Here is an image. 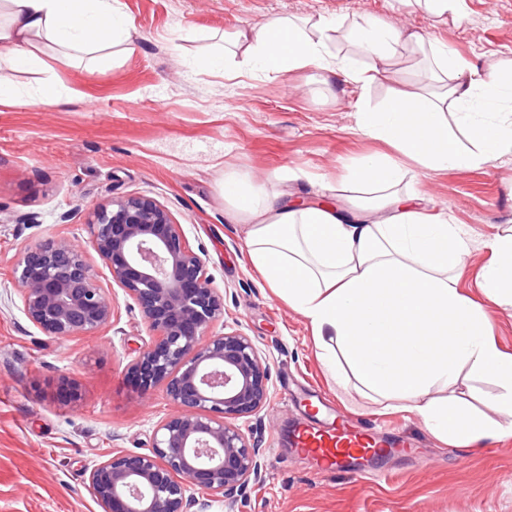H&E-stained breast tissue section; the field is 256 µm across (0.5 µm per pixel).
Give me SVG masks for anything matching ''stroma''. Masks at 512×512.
Wrapping results in <instances>:
<instances>
[{
  "instance_id": "obj_1",
  "label": "stroma",
  "mask_w": 512,
  "mask_h": 512,
  "mask_svg": "<svg viewBox=\"0 0 512 512\" xmlns=\"http://www.w3.org/2000/svg\"><path fill=\"white\" fill-rule=\"evenodd\" d=\"M121 10L131 51L115 47L98 66L46 48L45 68L12 71L13 93L0 101V512H101L89 468L113 453L148 452L154 424L174 411L163 389L142 399L125 381L150 336L125 295L113 326L58 340L26 318L17 292L20 253L56 237L85 251L98 284L110 286L90 249L93 213L134 195L155 198L183 224L224 294L228 327L270 356L271 400L251 420L260 477L215 499L210 512H512V437L447 444L414 414L338 388L307 321L251 269L244 226L223 191L225 170L236 169L300 199L316 197L323 180L336 186L333 202L354 198L339 175L385 149L357 133L358 107L379 106L391 85L419 82L429 46H449L481 71L512 73V0H462L440 17L404 0H121ZM274 16L347 25L372 18L426 44L400 47L390 79L358 101L314 67L269 75L227 55L213 73L193 70L196 56ZM408 189L435 217L464 225L472 248L463 285L476 289L485 241L512 225V161L421 169ZM65 375L79 380V400L62 398ZM321 400L353 424L412 443L414 454L388 459L390 475L378 481L289 455L293 425L313 418Z\"/></svg>"
}]
</instances>
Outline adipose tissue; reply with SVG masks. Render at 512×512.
I'll list each match as a JSON object with an SVG mask.
<instances>
[{"label":"adipose tissue","mask_w":512,"mask_h":512,"mask_svg":"<svg viewBox=\"0 0 512 512\" xmlns=\"http://www.w3.org/2000/svg\"><path fill=\"white\" fill-rule=\"evenodd\" d=\"M128 23L119 0H0V49L23 67L43 63L47 45L106 57ZM354 47L333 53L334 35ZM247 61L268 74L318 67L363 90L381 78L380 61L421 34L367 19L350 27L275 17L239 32ZM430 77L397 88L378 109L361 110L362 136L386 154L356 159L344 183L373 195L353 209L269 195L245 173L224 172V197L247 226L248 258L273 293L309 323L338 386L357 380L373 402L404 404L435 436L459 446L512 436V351L495 334L512 304V228L487 241L477 292L460 285L471 248L466 230L432 218L402 184L412 167L478 168L512 158V77L476 73L448 47L431 51ZM456 124L470 139L461 147ZM495 379L494 418L467 411L449 387L461 374Z\"/></svg>","instance_id":"adipose-tissue-1"}]
</instances>
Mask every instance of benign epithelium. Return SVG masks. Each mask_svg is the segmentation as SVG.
Segmentation results:
<instances>
[{
    "label": "benign epithelium",
    "instance_id": "obj_1",
    "mask_svg": "<svg viewBox=\"0 0 512 512\" xmlns=\"http://www.w3.org/2000/svg\"><path fill=\"white\" fill-rule=\"evenodd\" d=\"M93 227L92 249L151 332L125 377L141 398L165 390L177 410L154 425L151 451L99 461L88 487L102 512H209L213 498L261 471L247 421L270 399L269 356L240 329L214 331L224 296L205 256L157 200H114L96 211ZM15 274L25 315L48 336L114 322L111 292L63 238L26 248Z\"/></svg>",
    "mask_w": 512,
    "mask_h": 512
}]
</instances>
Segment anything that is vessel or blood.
I'll use <instances>...</instances> for the list:
<instances>
[{"instance_id":"vessel-or-blood-1","label":"vessel or blood","mask_w":512,"mask_h":512,"mask_svg":"<svg viewBox=\"0 0 512 512\" xmlns=\"http://www.w3.org/2000/svg\"><path fill=\"white\" fill-rule=\"evenodd\" d=\"M297 452L313 460L321 469H343L365 463L372 478L384 476L381 457L394 453L409 454L413 448L402 440L382 446L377 435L366 427L351 425L343 415L297 427L293 438Z\"/></svg>"}]
</instances>
